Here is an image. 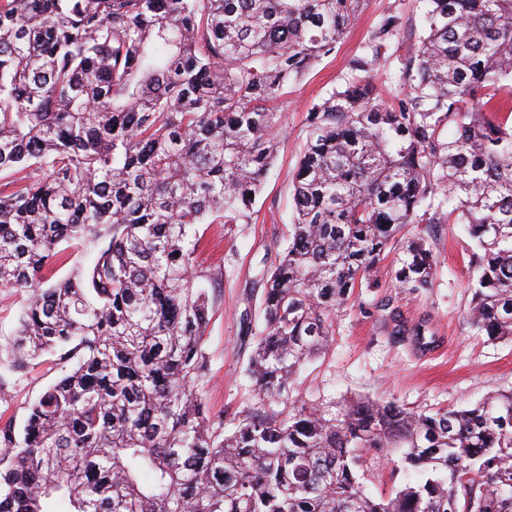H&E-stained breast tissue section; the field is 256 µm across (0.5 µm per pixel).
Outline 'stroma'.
<instances>
[{
  "instance_id": "stroma-1",
  "label": "stroma",
  "mask_w": 512,
  "mask_h": 512,
  "mask_svg": "<svg viewBox=\"0 0 512 512\" xmlns=\"http://www.w3.org/2000/svg\"><path fill=\"white\" fill-rule=\"evenodd\" d=\"M422 0H365L354 27L281 102L279 151L258 197L249 224H213L204 230L205 248L197 262L211 274L212 301L205 349L208 370L199 384L212 414L233 417L251 405L245 369L252 349L249 322L257 318L263 287L259 272L281 251L292 222L291 177L307 136V116L338 86L347 62L360 55L384 14L395 13L401 26L391 48L374 71L380 101L403 89L404 67L424 33ZM433 249L437 275L432 288L408 293L395 288L362 292L357 304L336 314V335L326 353L307 365L296 380V398L308 403H339L352 397L393 401L410 408H469L494 392L512 390V342L492 341L468 320L470 288L476 273L470 257L475 240L463 224L412 225ZM390 298L396 322L427 321L434 346L421 350L395 335V322L383 321L376 309ZM43 361L23 372L7 373L0 388V422L23 424L27 406L58 376Z\"/></svg>"
}]
</instances>
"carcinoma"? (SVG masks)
<instances>
[{
	"label": "carcinoma",
	"mask_w": 512,
	"mask_h": 512,
	"mask_svg": "<svg viewBox=\"0 0 512 512\" xmlns=\"http://www.w3.org/2000/svg\"><path fill=\"white\" fill-rule=\"evenodd\" d=\"M426 2L403 94L378 104L370 82L389 13L309 112L254 403L226 423L198 391L199 227L249 223L288 86L364 0H0V288L25 299L0 366L61 367L21 429L0 424V512H512V392L437 410L292 395L388 249L394 287L432 285L411 224L467 225L470 324L512 341V0ZM394 333L435 343L424 322ZM376 455L407 475L380 497Z\"/></svg>",
	"instance_id": "carcinoma-1"
}]
</instances>
